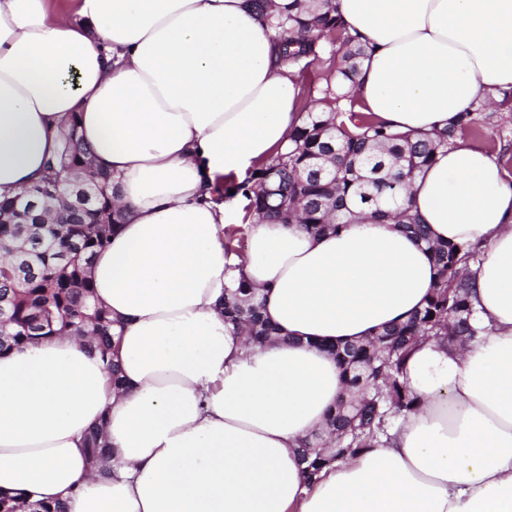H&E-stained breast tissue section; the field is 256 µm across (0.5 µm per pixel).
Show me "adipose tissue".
Listing matches in <instances>:
<instances>
[{"label":"adipose tissue","mask_w":512,"mask_h":512,"mask_svg":"<svg viewBox=\"0 0 512 512\" xmlns=\"http://www.w3.org/2000/svg\"><path fill=\"white\" fill-rule=\"evenodd\" d=\"M0 0V201L37 183L70 123L112 175L90 275L120 322L109 375L66 336L0 354V492L66 512H512V178L463 143L409 188L434 238L481 246L465 348L420 343L388 444L308 480L298 451L346 392L334 345L421 310L435 269L394 223L316 236L245 218L239 192L305 115L250 0ZM375 51L358 111L429 131L512 88V0H336ZM246 222L244 256L224 247ZM278 336L248 347L224 291ZM101 427L112 476L82 444Z\"/></svg>","instance_id":"1"}]
</instances>
